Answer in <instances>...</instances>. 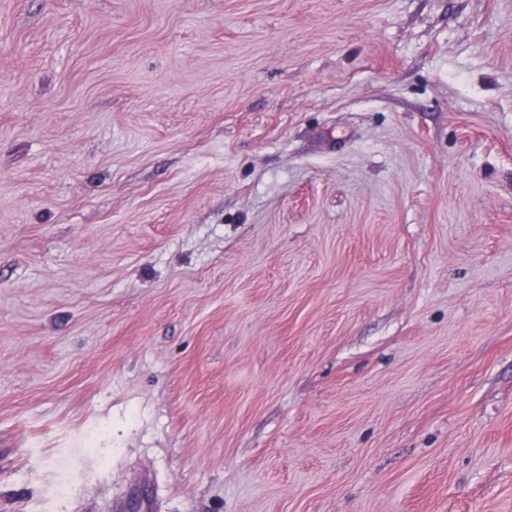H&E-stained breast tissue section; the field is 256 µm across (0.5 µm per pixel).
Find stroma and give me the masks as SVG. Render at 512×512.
<instances>
[{
  "label": "stroma",
  "mask_w": 512,
  "mask_h": 512,
  "mask_svg": "<svg viewBox=\"0 0 512 512\" xmlns=\"http://www.w3.org/2000/svg\"><path fill=\"white\" fill-rule=\"evenodd\" d=\"M0 512H512V0H0Z\"/></svg>",
  "instance_id": "1"
}]
</instances>
